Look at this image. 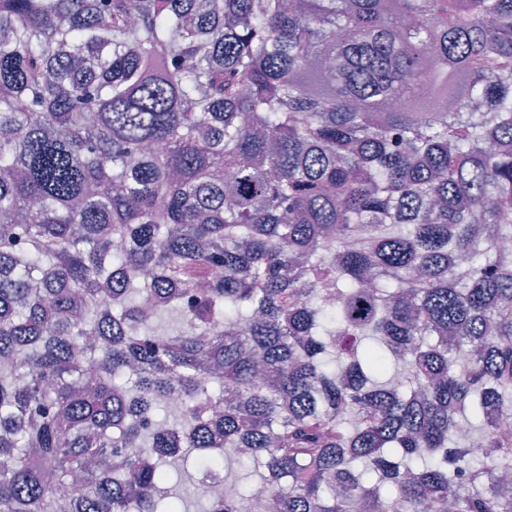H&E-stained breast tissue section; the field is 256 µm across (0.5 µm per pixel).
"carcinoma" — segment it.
Listing matches in <instances>:
<instances>
[{
  "mask_svg": "<svg viewBox=\"0 0 512 512\" xmlns=\"http://www.w3.org/2000/svg\"><path fill=\"white\" fill-rule=\"evenodd\" d=\"M507 242L512 0H0V512H512Z\"/></svg>",
  "mask_w": 512,
  "mask_h": 512,
  "instance_id": "carcinoma-1",
  "label": "carcinoma"
}]
</instances>
